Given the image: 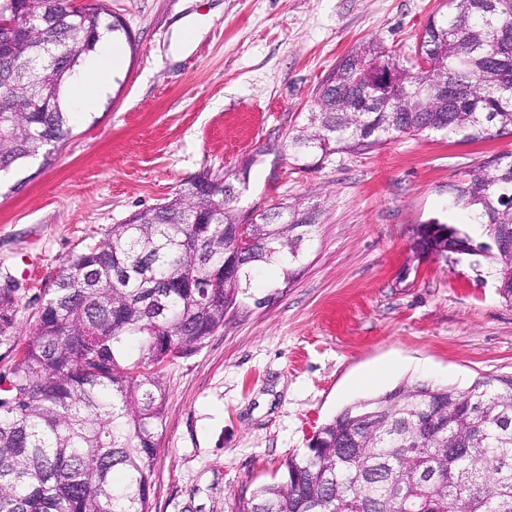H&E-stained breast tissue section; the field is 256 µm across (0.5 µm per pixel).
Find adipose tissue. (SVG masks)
Returning a JSON list of instances; mask_svg holds the SVG:
<instances>
[{"label":"adipose tissue","instance_id":"ef3b65f1","mask_svg":"<svg viewBox=\"0 0 512 512\" xmlns=\"http://www.w3.org/2000/svg\"><path fill=\"white\" fill-rule=\"evenodd\" d=\"M120 49L118 39L110 33H101L91 66L82 70L73 82L71 111H90L108 93L118 67Z\"/></svg>","mask_w":512,"mask_h":512}]
</instances>
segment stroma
<instances>
[{"mask_svg":"<svg viewBox=\"0 0 512 512\" xmlns=\"http://www.w3.org/2000/svg\"><path fill=\"white\" fill-rule=\"evenodd\" d=\"M443 2L104 0L132 40L108 94L72 121L53 165L0 175V280L19 282L23 324L65 259L195 175L245 174L242 218L321 207L294 281L273 295L259 280L197 352L165 366L151 512H236L343 407L400 383L512 375V304L494 258L413 251L433 219L486 241L450 208L448 186L512 153V137L426 131L306 169L288 148L339 60L368 42L411 52ZM200 19L179 47L177 24Z\"/></svg>","mask_w":512,"mask_h":512,"instance_id":"1","label":"stroma"}]
</instances>
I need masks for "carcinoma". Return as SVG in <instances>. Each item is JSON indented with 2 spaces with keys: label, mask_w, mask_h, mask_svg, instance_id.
<instances>
[{
  "label": "carcinoma",
  "mask_w": 512,
  "mask_h": 512,
  "mask_svg": "<svg viewBox=\"0 0 512 512\" xmlns=\"http://www.w3.org/2000/svg\"><path fill=\"white\" fill-rule=\"evenodd\" d=\"M422 44L430 69L382 48L343 57L317 89L307 126L289 137L294 160L370 151L424 131L486 141L512 135V0H446ZM72 0H0V172L42 157L70 132L65 92L104 23L101 0L70 24L47 19ZM390 72V89L373 74ZM35 97L36 112H14ZM206 175L170 200L112 225L62 262L19 333L18 289L0 287V512H150L164 424L161 367L199 350L256 271L298 273L320 206L285 204L242 224L229 182L199 198ZM452 206L484 225L477 243L453 224L418 227L417 256L461 241L495 251L512 303V155L449 186ZM512 512V376L460 390L402 383L339 411L286 463L285 477L239 500L238 512Z\"/></svg>",
  "instance_id": "carcinoma-1"
}]
</instances>
